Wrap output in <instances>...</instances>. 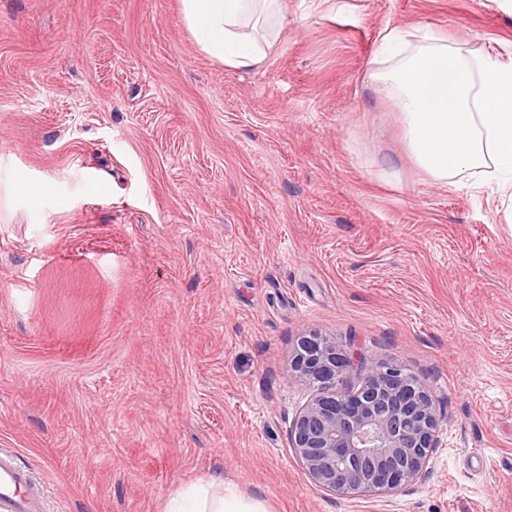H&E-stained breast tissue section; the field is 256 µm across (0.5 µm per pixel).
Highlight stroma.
<instances>
[{
  "instance_id": "35a3bbf8",
  "label": "stroma",
  "mask_w": 512,
  "mask_h": 512,
  "mask_svg": "<svg viewBox=\"0 0 512 512\" xmlns=\"http://www.w3.org/2000/svg\"><path fill=\"white\" fill-rule=\"evenodd\" d=\"M334 2L283 0L238 71L181 0H0V451L48 512H167L215 476L267 512H512V224L415 165L367 78L388 27L508 60L512 0ZM311 330L428 383L422 481L308 479Z\"/></svg>"
}]
</instances>
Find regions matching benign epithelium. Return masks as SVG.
Masks as SVG:
<instances>
[{
	"mask_svg": "<svg viewBox=\"0 0 512 512\" xmlns=\"http://www.w3.org/2000/svg\"><path fill=\"white\" fill-rule=\"evenodd\" d=\"M356 390L337 385L353 367ZM293 375L315 396L295 415L291 447L309 479L344 498L403 491L426 473L440 419L429 387L396 363H373L316 332L301 340Z\"/></svg>",
	"mask_w": 512,
	"mask_h": 512,
	"instance_id": "benign-epithelium-1",
	"label": "benign epithelium"
}]
</instances>
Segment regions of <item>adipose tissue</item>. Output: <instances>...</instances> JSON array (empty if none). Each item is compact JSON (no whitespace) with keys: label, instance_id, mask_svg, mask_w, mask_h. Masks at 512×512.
Returning a JSON list of instances; mask_svg holds the SVG:
<instances>
[{"label":"adipose tissue","instance_id":"1","mask_svg":"<svg viewBox=\"0 0 512 512\" xmlns=\"http://www.w3.org/2000/svg\"><path fill=\"white\" fill-rule=\"evenodd\" d=\"M203 51L225 68L260 65L275 44L280 0H182ZM368 79L402 114L407 147L431 178H475L500 197L512 223V60H472L446 36L421 27L380 34ZM170 512H266L215 477L191 486Z\"/></svg>","mask_w":512,"mask_h":512}]
</instances>
